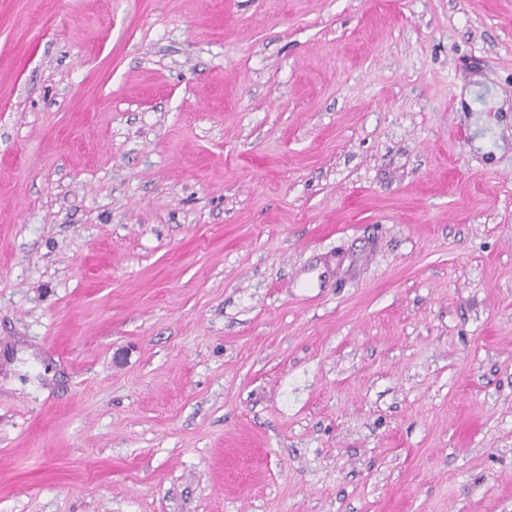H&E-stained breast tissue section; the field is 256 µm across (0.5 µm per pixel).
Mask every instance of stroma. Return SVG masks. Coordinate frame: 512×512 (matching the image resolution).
<instances>
[{"instance_id": "35a3bbf8", "label": "stroma", "mask_w": 512, "mask_h": 512, "mask_svg": "<svg viewBox=\"0 0 512 512\" xmlns=\"http://www.w3.org/2000/svg\"><path fill=\"white\" fill-rule=\"evenodd\" d=\"M0 512H512V0H0Z\"/></svg>"}]
</instances>
